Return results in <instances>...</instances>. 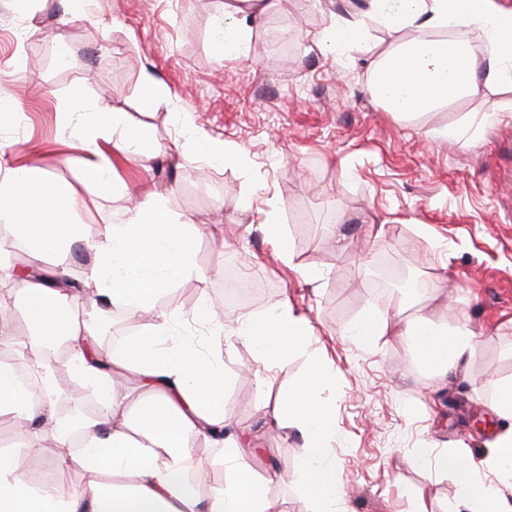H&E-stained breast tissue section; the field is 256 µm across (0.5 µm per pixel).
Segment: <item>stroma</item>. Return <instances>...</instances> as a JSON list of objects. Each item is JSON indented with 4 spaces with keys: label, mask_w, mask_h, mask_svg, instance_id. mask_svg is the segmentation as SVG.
Here are the masks:
<instances>
[{
    "label": "stroma",
    "mask_w": 512,
    "mask_h": 512,
    "mask_svg": "<svg viewBox=\"0 0 512 512\" xmlns=\"http://www.w3.org/2000/svg\"><path fill=\"white\" fill-rule=\"evenodd\" d=\"M63 0H31L19 10L0 0V90L17 116L0 125V164H39L72 186L92 224H121L135 194L158 193L175 218L201 225L195 251L208 285L172 281L154 310L185 318L205 297L223 300L225 273L255 276L263 286L246 306L224 303L232 324L290 303L312 324V342L336 379L333 458L347 512H454L452 474L419 463L418 448L482 454L500 430L486 383L512 377V91L458 100L399 118L366 91L375 64L399 41L368 12V0H281L274 17L304 31L308 46L280 67L268 62L265 23L225 55L224 16L233 0H95L84 17L64 23ZM358 21L366 40L355 51L325 52L331 15ZM73 54L69 69L56 48ZM151 70L171 91L149 102L141 73ZM89 101L149 126L150 150L99 145L113 190L96 196L81 179L89 154L72 139L78 113L67 111L73 86ZM456 130L459 143L443 139ZM206 135L236 154L230 162L196 153ZM280 210L292 249L283 264L259 213ZM442 289L476 332L466 367L436 388L404 339L374 347L348 330L365 315L413 314L407 298L378 297L371 281L381 258ZM210 351L232 372L224 415L259 430L251 463L274 472L267 487L282 512H311L294 478L305 457L296 429L276 425L275 400L302 375L293 355L265 374L246 345L231 338Z\"/></svg>",
    "instance_id": "1"
}]
</instances>
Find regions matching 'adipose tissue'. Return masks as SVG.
I'll return each mask as SVG.
<instances>
[{
  "label": "adipose tissue",
  "mask_w": 512,
  "mask_h": 512,
  "mask_svg": "<svg viewBox=\"0 0 512 512\" xmlns=\"http://www.w3.org/2000/svg\"><path fill=\"white\" fill-rule=\"evenodd\" d=\"M372 14L389 26L412 30L374 68L369 94L386 111L405 115L429 111L464 98L512 88V13L493 0H370ZM448 30L444 39L430 31ZM485 39L476 42L475 31ZM72 111L83 120L73 138L87 149L115 141L118 148L149 149L151 133L128 126L124 113L105 106L87 109L85 97L71 93ZM0 218L27 251L26 268L14 270L21 286L23 316L32 332L19 348L35 355L32 371L39 392L17 381L10 364L0 363V424L28 422L27 455L34 457L44 436H52L66 455L58 471L80 467L95 473L130 475L127 483L93 481L66 500L44 491L24 469L22 457L0 448V512H273L268 479L243 457L244 433L229 431L224 393L233 375L207 352L206 337L175 346L172 315H160L119 347L103 348L97 330L73 316L78 294L66 286L62 265L75 243L93 256L91 274L112 305H126L131 316L152 309L174 278L195 271L198 225L172 218L154 198L138 202L126 223L95 226L80 217L69 186L52 182L36 164L0 168ZM196 319L211 334L229 333L248 345L257 362L276 368L293 354L305 355L307 372L278 402L277 422L293 425L310 453L296 475L315 512H342V485L333 461L336 423L324 396L333 380L331 366L312 347L311 326L289 303L263 313L240 314L224 329L211 302ZM421 365L434 385H443L450 369L464 363L475 332L456 318L451 305H437L404 318ZM72 354L75 373L103 391L111 413L87 417L79 428L82 448L69 450L70 432L56 414L61 390L52 367L57 343ZM492 410L506 426L480 458L453 448L418 456L438 471L451 473L464 512H512V378L491 379ZM221 448L224 484L201 499L184 477L185 463L198 439Z\"/></svg>",
  "instance_id": "adipose-tissue-1"
}]
</instances>
